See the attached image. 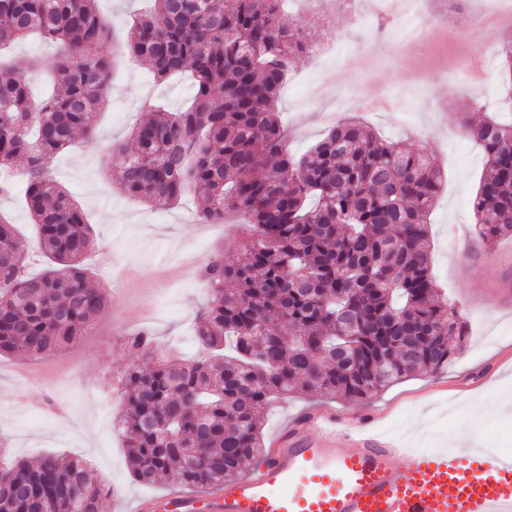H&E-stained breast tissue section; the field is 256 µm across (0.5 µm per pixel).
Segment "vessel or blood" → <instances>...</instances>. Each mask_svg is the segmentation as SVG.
<instances>
[{"mask_svg":"<svg viewBox=\"0 0 512 512\" xmlns=\"http://www.w3.org/2000/svg\"><path fill=\"white\" fill-rule=\"evenodd\" d=\"M377 421L309 414L281 429L247 476L145 496L134 512H512V456L415 451Z\"/></svg>","mask_w":512,"mask_h":512,"instance_id":"1","label":"vessel or blood"}]
</instances>
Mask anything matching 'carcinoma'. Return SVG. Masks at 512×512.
<instances>
[{"mask_svg":"<svg viewBox=\"0 0 512 512\" xmlns=\"http://www.w3.org/2000/svg\"><path fill=\"white\" fill-rule=\"evenodd\" d=\"M285 0H153L133 20L127 49L167 80L191 75L193 103H151L133 146L115 144L116 180L135 200L172 203L194 191L206 222L239 213L237 260L199 271L209 297L196 336L207 355L162 357L125 373L120 432L136 480L184 487L232 479L257 459L275 400L317 392L370 400L394 382L444 369L468 326L438 291L426 224L443 174L430 156L338 123L301 156L287 151L276 101L310 44L281 23ZM59 41L56 91L36 100L28 71L0 62V196L27 157L24 198L45 272L23 271L22 241L0 215V354L46 357L75 342L107 304L83 264L94 245L78 203L50 161L93 133L109 61L96 0H0V47L33 32ZM502 99L512 111V38L500 42ZM464 133L487 174L472 200L492 244L512 236V118ZM0 512H99L107 491L78 458H0Z\"/></svg>","mask_w":512,"mask_h":512,"instance_id":"1","label":"carcinoma"}]
</instances>
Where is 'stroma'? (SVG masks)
Wrapping results in <instances>:
<instances>
[{
	"label": "stroma",
	"instance_id": "obj_1",
	"mask_svg": "<svg viewBox=\"0 0 512 512\" xmlns=\"http://www.w3.org/2000/svg\"><path fill=\"white\" fill-rule=\"evenodd\" d=\"M141 0H98L97 10L108 38L103 52L113 62L105 107L94 119L93 138H77L53 160L57 182L78 201L95 239L84 263L101 288H116L110 302L86 336L68 349L38 360L21 354L0 355V431L13 434L8 457L37 459L60 452L86 459L97 480L111 483L115 497L101 512H118L121 503L172 490L160 480L144 485L131 476L123 439L111 421L123 412L120 377L140 364L139 355L116 342L128 317L159 315L150 332L158 344L196 356L195 316L207 298L201 284L190 283L176 267L171 243L204 246L208 260L232 262L238 253L239 217H228L224 233L209 235L193 196L179 202L140 203L128 199L111 180L115 160L109 142L128 141L132 127L143 120L144 99L169 110L185 109L191 98L186 80H157L149 68L121 45ZM286 27L309 34L312 42L341 36L353 52V72L363 89L380 93L415 83L420 111L370 112L362 120L400 147L427 152L445 174L439 197L427 217L430 269L469 328L455 358L436 373L403 379L371 399L369 405L346 403L319 394H293L265 415L263 436L272 438L287 418L329 406L359 414L372 406L384 411V435L409 448H445L460 431L473 447L512 449V238L486 248L475 233L471 206L484 172L479 146L464 135L463 125L478 124L483 107L498 103L499 79L489 81L481 98L448 95L445 73L449 53L440 35L419 43L411 53H394L360 25H348L335 0H311L302 11L286 10ZM349 71L329 64L315 68L302 57L290 70L291 92H280L276 109L290 151L301 153L328 132L319 102L304 89L311 81L326 93L341 91ZM0 213L16 225L27 253L30 273H41L46 261L37 250L34 227L21 194L0 198Z\"/></svg>",
	"mask_w": 512,
	"mask_h": 512
}]
</instances>
